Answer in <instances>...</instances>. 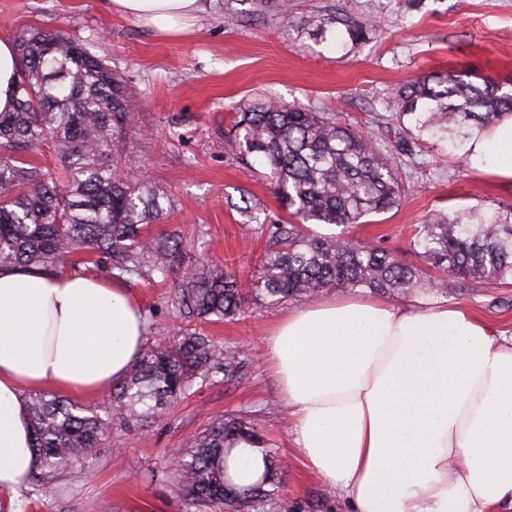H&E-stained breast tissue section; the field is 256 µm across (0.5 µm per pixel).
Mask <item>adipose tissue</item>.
<instances>
[{"label":"adipose tissue","instance_id":"adipose-tissue-1","mask_svg":"<svg viewBox=\"0 0 512 512\" xmlns=\"http://www.w3.org/2000/svg\"><path fill=\"white\" fill-rule=\"evenodd\" d=\"M109 6L167 36L202 9ZM470 148L475 165L512 178V117ZM145 327L121 281L0 267V491L18 493L40 467L26 392L119 383ZM266 348L298 456L352 512H512V336L456 304L320 298L282 315ZM265 472L254 446L225 456L235 486Z\"/></svg>","mask_w":512,"mask_h":512}]
</instances>
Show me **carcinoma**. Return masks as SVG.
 Segmentation results:
<instances>
[{"mask_svg": "<svg viewBox=\"0 0 512 512\" xmlns=\"http://www.w3.org/2000/svg\"><path fill=\"white\" fill-rule=\"evenodd\" d=\"M21 67L16 105L0 112V266L55 269L85 255L117 278L149 268L167 277L181 267L177 305L186 318L233 319L248 301L278 307L329 288L382 294L423 288L424 271L388 249L344 232L319 235L313 224L348 227L394 207L406 192L392 161L411 151L348 127L335 112H316L264 97L235 112L231 131L241 159L259 163L289 219L269 223L242 198L249 223L266 236L255 279L246 282L217 264L183 266V238L149 237L174 207L166 190L130 177L118 143L132 121L131 93L104 57L63 31L31 28L15 37ZM396 117L410 118L419 135L462 149L474 134L512 115V89L466 71L418 76L386 96ZM52 149V168L28 160ZM411 251L442 277L428 289L446 293L467 282L512 279V211L481 207L438 212L417 225ZM240 353L194 331L177 343L153 336L112 400L89 410L41 394L29 403L33 448L41 458L36 480L90 470L105 450L112 425H129L163 409L195 379L224 373L233 380ZM245 442L265 450L267 480L237 488L224 479V449ZM277 464L259 423L229 415L213 424L183 456L177 486L183 499L212 512H268Z\"/></svg>", "mask_w": 512, "mask_h": 512, "instance_id": "carcinoma-1", "label": "carcinoma"}]
</instances>
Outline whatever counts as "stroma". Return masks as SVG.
<instances>
[{
	"instance_id": "obj_1",
	"label": "stroma",
	"mask_w": 512,
	"mask_h": 512,
	"mask_svg": "<svg viewBox=\"0 0 512 512\" xmlns=\"http://www.w3.org/2000/svg\"><path fill=\"white\" fill-rule=\"evenodd\" d=\"M292 22L274 9L253 12L246 0H203L188 33L164 36L112 12L106 0H0V39L23 29L62 30L106 58L134 91V118L124 153L138 172L167 190L174 208L152 236L176 231L185 262L230 264L253 275L264 243L236 210L242 192L265 215L287 212L261 171L245 167L224 138L244 103L273 95L379 136L397 121L384 98L389 89L431 71L466 69L512 84V0H294ZM360 25L368 38L349 41ZM394 164L408 187L399 206L351 226L358 239L378 243L415 262V225L437 210L479 204L512 207V180L462 165L444 142H423ZM168 278L132 279L129 288L152 336L196 329L244 355L237 380L196 379L176 403L133 427L113 426L107 450L90 472L62 474L54 483H29L14 498L21 512H199L177 495L175 452L227 414H253L275 459L271 512H349L337 492L307 470L291 445L286 406L266 357L263 338L282 308L251 302L231 320L190 321L180 314ZM447 300L467 307L494 330L512 331V281L471 284Z\"/></svg>"
}]
</instances>
